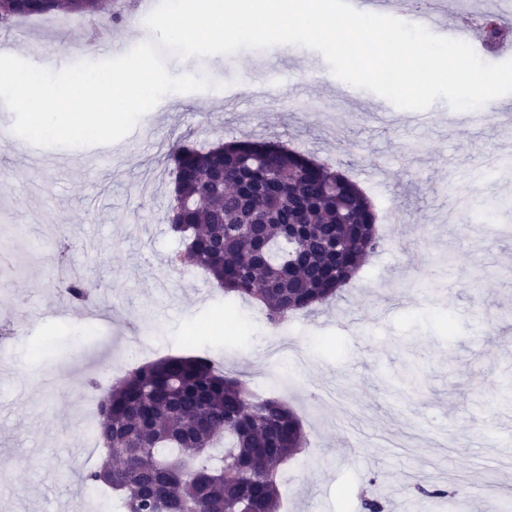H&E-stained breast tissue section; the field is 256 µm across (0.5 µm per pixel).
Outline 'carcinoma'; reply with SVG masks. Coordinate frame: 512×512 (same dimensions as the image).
Returning a JSON list of instances; mask_svg holds the SVG:
<instances>
[{
	"label": "carcinoma",
	"mask_w": 512,
	"mask_h": 512,
	"mask_svg": "<svg viewBox=\"0 0 512 512\" xmlns=\"http://www.w3.org/2000/svg\"><path fill=\"white\" fill-rule=\"evenodd\" d=\"M100 0H0V28L18 17L89 13ZM512 26L488 18L485 42ZM166 211L186 242L174 264L199 267L228 297L252 300L268 323L328 302L377 251V215L358 185L295 150L249 137L176 144ZM75 306L89 301L80 276L60 281ZM104 454L84 487L107 486L122 512H281L280 473L305 444L286 403L261 397L204 356H169L102 387Z\"/></svg>",
	"instance_id": "obj_1"
}]
</instances>
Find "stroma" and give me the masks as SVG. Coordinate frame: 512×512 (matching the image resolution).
<instances>
[{"label": "stroma", "instance_id": "1", "mask_svg": "<svg viewBox=\"0 0 512 512\" xmlns=\"http://www.w3.org/2000/svg\"><path fill=\"white\" fill-rule=\"evenodd\" d=\"M116 37L132 48L152 34L104 13L32 17L0 29V55L100 61ZM166 65L212 86L151 109L138 122L151 138H122L102 161L84 146L69 149L72 164L37 162L0 102V240L12 252L0 267V512H54L64 499L107 512L79 484L80 399L89 381L132 371L137 335L162 358L207 356L297 414L308 445L284 469L288 512H356L361 494L388 500L424 482L451 495L418 496L421 512L512 500V450L497 444L512 434V218L494 210L512 200V115L451 122L439 99L422 125L403 109L381 117L380 95L345 97L325 58L295 45ZM248 70L320 109L254 102ZM245 136L330 164L377 214L380 248L340 298L277 330L249 302L228 306L204 270L170 263L182 249L164 219L170 145ZM64 265L92 291L86 311L58 292ZM90 312L106 318L100 333Z\"/></svg>", "mask_w": 512, "mask_h": 512}]
</instances>
